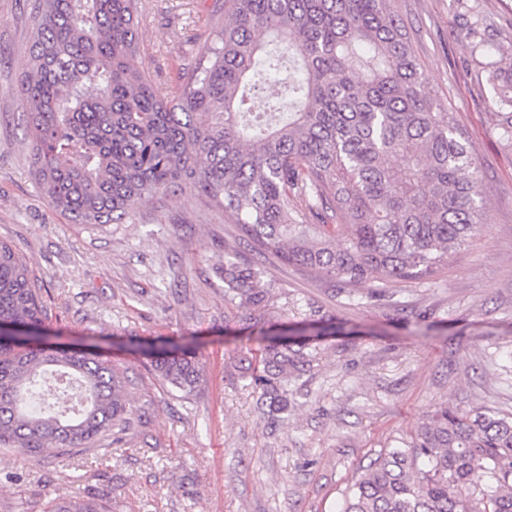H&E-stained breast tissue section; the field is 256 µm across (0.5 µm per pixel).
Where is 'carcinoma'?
<instances>
[{
	"label": "carcinoma",
	"mask_w": 512,
	"mask_h": 512,
	"mask_svg": "<svg viewBox=\"0 0 512 512\" xmlns=\"http://www.w3.org/2000/svg\"><path fill=\"white\" fill-rule=\"evenodd\" d=\"M139 0H36L16 95L32 170L74 224H124L139 201L204 196L265 259L346 285L430 281L482 231L481 177L456 113L428 87L395 0H217L211 40L160 97L135 65ZM491 119L512 147V64L487 63ZM224 296L259 308L263 265L224 248ZM25 259L0 241V447L30 460L129 429L125 378L91 349L48 343ZM248 371L263 418L288 411L311 366L305 342L260 326ZM151 366L189 394L186 345ZM79 382L76 412L35 411L47 373ZM48 512H112L109 495L61 493ZM340 512H512V415L442 407L374 453Z\"/></svg>",
	"instance_id": "cac0c4a2"
}]
</instances>
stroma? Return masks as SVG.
I'll use <instances>...</instances> for the list:
<instances>
[{"label": "stroma", "mask_w": 512, "mask_h": 512, "mask_svg": "<svg viewBox=\"0 0 512 512\" xmlns=\"http://www.w3.org/2000/svg\"><path fill=\"white\" fill-rule=\"evenodd\" d=\"M215 0H141L135 63L159 96L192 63ZM34 0H0V240L28 262L57 343L94 345L125 376L121 441L35 462L0 448V512H46L63 492H109L113 512H337L372 453L443 406L512 414V152L489 118L488 61H512V0H396L430 88L476 147L487 231L426 283L386 297L269 260L265 308L228 302L218 270L234 220L194 192L141 201L124 224H72L30 174L26 68ZM324 329L283 421L260 420L246 368L266 320ZM189 343L203 381L173 389L137 347Z\"/></svg>", "instance_id": "1"}]
</instances>
